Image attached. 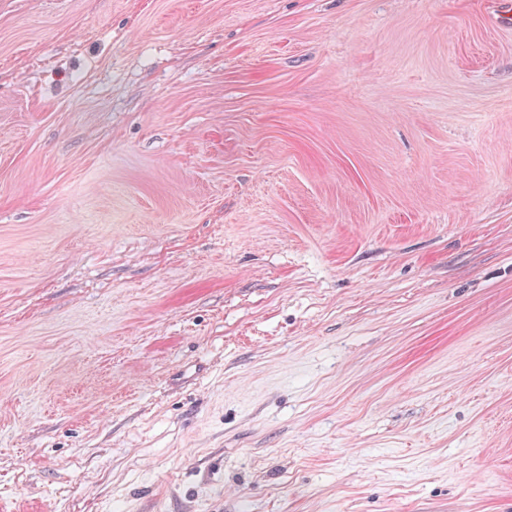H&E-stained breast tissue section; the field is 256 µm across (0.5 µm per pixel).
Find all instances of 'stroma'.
Masks as SVG:
<instances>
[{"mask_svg": "<svg viewBox=\"0 0 512 512\" xmlns=\"http://www.w3.org/2000/svg\"><path fill=\"white\" fill-rule=\"evenodd\" d=\"M491 0H0V512H512Z\"/></svg>", "mask_w": 512, "mask_h": 512, "instance_id": "obj_1", "label": "stroma"}]
</instances>
